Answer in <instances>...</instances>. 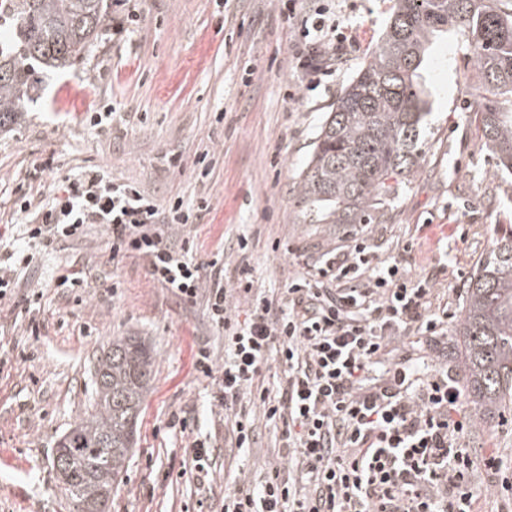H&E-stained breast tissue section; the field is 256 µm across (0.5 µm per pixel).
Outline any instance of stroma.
<instances>
[{"instance_id": "1", "label": "stroma", "mask_w": 512, "mask_h": 512, "mask_svg": "<svg viewBox=\"0 0 512 512\" xmlns=\"http://www.w3.org/2000/svg\"><path fill=\"white\" fill-rule=\"evenodd\" d=\"M390 7L391 0H338L356 50L335 75L296 98L304 74L275 0H121L119 13L139 19L135 32L104 33L83 65L49 80L38 101L0 129V260L23 243V199L48 201L58 178L99 169L161 204L208 200L205 217L174 237H194L203 264L224 247L231 264L249 262L255 287L266 290L287 288L292 254L312 262L368 235L382 256H404L412 273L437 272L448 324L456 326L460 291L491 250L495 225L512 224V177L498 172L485 146L466 92L477 71L459 38L432 47L421 168L393 207L372 224H307L298 215L296 183L319 127L387 26ZM250 66L259 70L251 81ZM105 105L115 108L114 119L92 123V112ZM202 155L212 162L205 177L195 164ZM173 156L181 167H169ZM48 157L56 176L31 182L34 164ZM242 236L249 240L243 254ZM73 271L85 288L59 287L60 275ZM19 277L37 284L41 297L26 313L0 302V356L7 360L0 368V512H72L52 465L54 441L93 413L94 365L112 336L145 338L154 366L137 443L108 512H220L225 471L245 469L255 486L269 467H286L287 426L267 421L259 408L258 443L225 447L211 383L192 368L200 344L223 359L222 333L203 302H183L154 283L145 261H113L101 227L61 252H36ZM182 411L195 422L193 434L176 425ZM196 438L215 447L206 487L180 475L191 466ZM463 444L476 467L479 512H512V487L489 485L482 468L488 454L512 457V414L469 426Z\"/></svg>"}]
</instances>
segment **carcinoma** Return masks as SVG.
Segmentation results:
<instances>
[{
    "instance_id": "obj_1",
    "label": "carcinoma",
    "mask_w": 512,
    "mask_h": 512,
    "mask_svg": "<svg viewBox=\"0 0 512 512\" xmlns=\"http://www.w3.org/2000/svg\"><path fill=\"white\" fill-rule=\"evenodd\" d=\"M111 0H0V129L32 100L43 75L82 64ZM462 37L479 73L467 94L485 145L512 175V0H393L389 23L327 113L297 194L316 224H362L417 173L431 115L424 73L433 40ZM95 370V412L55 444L58 479L74 512H101L135 445L153 368L140 336H113ZM453 356L481 422L512 404V225L474 267Z\"/></svg>"
}]
</instances>
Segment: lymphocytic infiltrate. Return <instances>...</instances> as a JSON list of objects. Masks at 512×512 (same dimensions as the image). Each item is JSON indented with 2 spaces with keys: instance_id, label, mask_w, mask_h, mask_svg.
Segmentation results:
<instances>
[{
  "instance_id": "1",
  "label": "lymphocytic infiltrate",
  "mask_w": 512,
  "mask_h": 512,
  "mask_svg": "<svg viewBox=\"0 0 512 512\" xmlns=\"http://www.w3.org/2000/svg\"><path fill=\"white\" fill-rule=\"evenodd\" d=\"M280 13L299 35L295 60L310 81L335 74L351 49L335 10L325 0H282ZM195 220L181 199L162 207L91 169L63 177L26 234L46 252L100 225L114 260H144L154 283L204 300L224 335V360L202 347L193 369L212 382L228 446L255 445L251 407L288 425L287 471H268L255 492L228 490L223 512H475L459 382L444 366L418 372L448 333L447 309L431 301L435 275L381 257L362 236L289 277L284 295H269L254 290L248 267L231 279L223 257L195 262L193 238L170 242L169 227ZM274 365L282 376L272 391L260 379Z\"/></svg>"
}]
</instances>
